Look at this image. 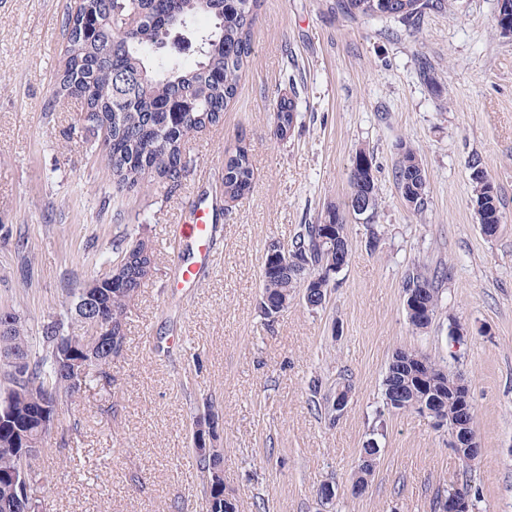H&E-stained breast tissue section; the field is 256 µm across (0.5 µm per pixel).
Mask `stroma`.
Masks as SVG:
<instances>
[{"instance_id": "1", "label": "stroma", "mask_w": 512, "mask_h": 512, "mask_svg": "<svg viewBox=\"0 0 512 512\" xmlns=\"http://www.w3.org/2000/svg\"><path fill=\"white\" fill-rule=\"evenodd\" d=\"M73 5L0 0V308L39 329L132 230L154 242L157 260L111 386L82 394L42 450L43 512H206L190 436L211 404L223 415L224 486L238 512H433L437 490L462 476L473 512H512V36L496 26L498 0H444L415 29L347 17L336 0H262L235 101L188 142L190 175L123 193L85 142L81 101L57 95ZM421 55L434 84L419 76ZM292 80L300 117L279 140L275 100ZM241 140L254 180L228 213L224 160ZM405 146L427 177L420 215L393 185ZM362 150L377 166L379 204L370 223L348 217V262L326 304L298 297L265 322L268 244L290 243L329 206L346 208ZM475 162L501 202L491 238L472 202ZM199 197L218 224L213 254L202 284L179 288L169 283L170 228ZM417 264L448 274L420 332L403 301ZM399 348L467 377L480 445L469 464L447 429L384 407L382 378ZM342 384L347 403L332 420L322 392ZM372 438L376 469L356 495L359 450ZM325 484L336 489L327 503L317 496Z\"/></svg>"}]
</instances>
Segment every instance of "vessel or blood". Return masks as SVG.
<instances>
[{
    "mask_svg": "<svg viewBox=\"0 0 512 512\" xmlns=\"http://www.w3.org/2000/svg\"><path fill=\"white\" fill-rule=\"evenodd\" d=\"M176 236L192 243L191 259L174 256V278L178 285L184 287L197 286L201 273L210 262V248L213 236V218L206 200H198L193 206V220L181 225L175 231Z\"/></svg>",
    "mask_w": 512,
    "mask_h": 512,
    "instance_id": "obj_1",
    "label": "vessel or blood"
}]
</instances>
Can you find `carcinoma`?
<instances>
[{
    "mask_svg": "<svg viewBox=\"0 0 512 512\" xmlns=\"http://www.w3.org/2000/svg\"><path fill=\"white\" fill-rule=\"evenodd\" d=\"M261 0H94L91 14L84 18V37L64 22L66 40L58 94H88L84 111L90 113L87 131L104 132L100 144H91L112 172L118 192L159 179L179 186L195 166L186 144L195 131L217 126L224 111L235 100L243 72L253 53V35ZM443 7V0H337V8L351 18H384L406 23L418 21L425 10ZM133 14L137 24L130 33L112 25L117 12ZM200 14L213 24L200 32L199 59L191 67L166 59L159 52L164 31L189 27ZM195 110L171 112L169 107L184 95ZM297 92L280 97L275 113V133L284 140L298 123ZM375 165L351 169L349 203L369 201V212L378 206ZM254 170L246 151L235 152L224 161V204L233 206L251 189ZM392 178L400 199L415 214L427 208L425 170L409 148L404 147L392 167ZM473 201L479 206V224L502 223L497 193L488 191L489 179L482 169L472 167ZM340 224L342 240L323 239L322 225ZM347 220L337 207H329L317 224H301L288 245V266H270L261 273L260 310L271 321L276 313L263 297L289 301L302 293L305 304L319 308L326 303L332 285L321 278L349 256ZM152 242L141 236L115 245L108 267L122 264L123 283L108 281L107 270L93 278L97 282L99 307L89 319L79 318L75 305L82 288L69 290L63 316L41 326L32 336L28 319L12 310L13 324L0 332V368L7 383L0 392V512H38L41 500L33 488L39 456L31 454L48 436L53 421L69 412L68 403L92 385L112 383L107 368L121 357L126 347V323L131 303L147 275L138 263L137 251ZM444 272L415 270L409 273L404 293L427 289L426 320L407 315L412 329L428 328L439 308L438 281ZM110 321L114 340L97 350V363L83 374L69 372L70 363L89 351L83 329ZM23 360L17 366L12 358ZM455 374L430 357L412 349H399L389 358L382 381L384 406L393 411H418L424 405L453 422L457 398L453 393ZM379 448L368 441L359 453L355 484L367 485L374 474ZM201 475H212L223 455L194 448ZM207 512H225L224 488L210 487Z\"/></svg>",
    "mask_w": 512,
    "mask_h": 512,
    "instance_id": "cac0c4a2",
    "label": "carcinoma"
}]
</instances>
